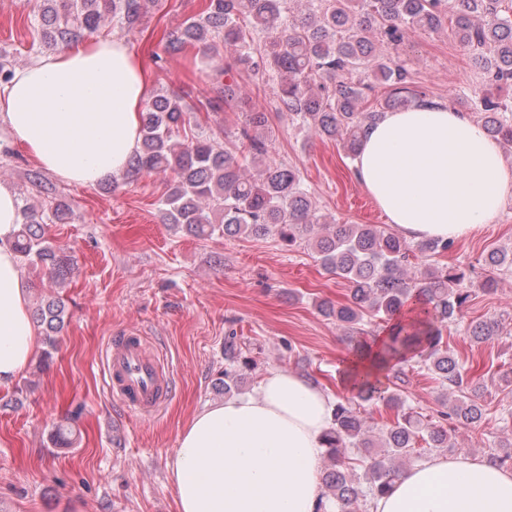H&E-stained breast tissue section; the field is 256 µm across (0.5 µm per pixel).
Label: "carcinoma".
Segmentation results:
<instances>
[{"instance_id": "obj_1", "label": "carcinoma", "mask_w": 512, "mask_h": 512, "mask_svg": "<svg viewBox=\"0 0 512 512\" xmlns=\"http://www.w3.org/2000/svg\"><path fill=\"white\" fill-rule=\"evenodd\" d=\"M204 0L168 40L181 53L197 48L213 58L220 49L235 54L233 65L267 76L276 88L277 108L311 139L339 143L353 157L364 131L385 111L429 102L412 88L408 70L386 58L380 46L399 45L407 31L435 32L451 20L458 41L472 52L484 89L475 105L481 124L499 143L512 146V102L500 100L493 87L512 85V13L503 0ZM154 0H40L33 32L53 48L84 41L107 21L132 31ZM380 82L388 92L379 110L362 111L366 91ZM195 108L168 92L154 95L141 112V143L127 176L171 172L160 199L162 222L196 237L274 236L289 246L301 241L319 256L323 270L348 282L349 299L318 303L322 315L347 329L368 316L392 321L377 369L400 380L399 363L415 359L420 367L458 394L439 420L423 425L398 388L365 380L351 397H338L326 435L321 502L316 512H354L359 501L384 494L413 460L422 459L418 442L449 447V432L475 426L485 415L481 386L459 365L444 342L443 326L463 317L474 288L490 292L496 280L478 282L471 271L434 261L452 248L451 240L411 244L397 231L377 224H331L322 219L298 168L272 158L271 144L257 134L268 125L260 109L245 113L232 145L210 135L184 134ZM12 242L21 263L45 268L58 283L71 273L69 257L55 247L30 205ZM490 271L512 268V254L493 251L484 260ZM59 300L38 309L45 344L55 348L65 326ZM498 323L468 327L475 342L497 335ZM224 390L239 387L238 367H250L230 336L224 343ZM381 401L393 414L380 439L370 435L357 403ZM350 448H360L362 473L351 467Z\"/></svg>"}]
</instances>
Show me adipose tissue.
<instances>
[{
    "label": "adipose tissue",
    "mask_w": 512,
    "mask_h": 512,
    "mask_svg": "<svg viewBox=\"0 0 512 512\" xmlns=\"http://www.w3.org/2000/svg\"><path fill=\"white\" fill-rule=\"evenodd\" d=\"M153 87L125 39L57 48L0 84V123L44 170L77 187L126 175ZM353 178L406 239H467L512 195V164L464 112H389L363 136ZM18 192L0 184V389L27 368L39 337L12 241ZM334 392L283 368L254 389L198 411L169 469L179 512H316L319 462ZM369 512H512V470L464 454L402 473Z\"/></svg>",
    "instance_id": "adipose-tissue-1"
}]
</instances>
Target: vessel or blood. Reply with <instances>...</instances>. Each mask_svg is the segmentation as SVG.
Here are the masks:
<instances>
[{"mask_svg":"<svg viewBox=\"0 0 512 512\" xmlns=\"http://www.w3.org/2000/svg\"><path fill=\"white\" fill-rule=\"evenodd\" d=\"M108 390L128 412L148 416L172 393V378L133 336L117 339L108 356Z\"/></svg>","mask_w":512,"mask_h":512,"instance_id":"1","label":"vessel or blood"}]
</instances>
